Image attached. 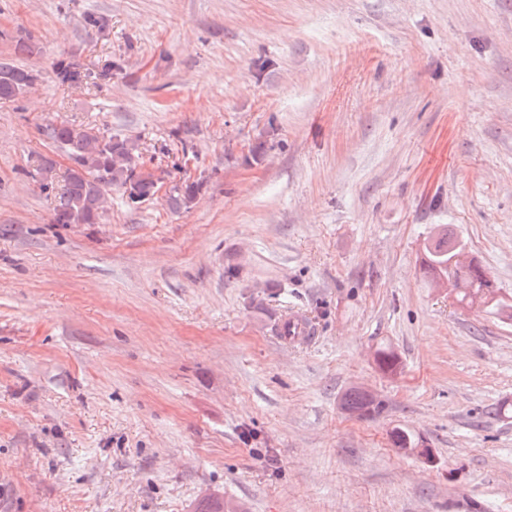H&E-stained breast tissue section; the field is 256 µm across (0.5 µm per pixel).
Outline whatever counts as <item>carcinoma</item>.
Instances as JSON below:
<instances>
[{
  "instance_id": "obj_1",
  "label": "carcinoma",
  "mask_w": 512,
  "mask_h": 512,
  "mask_svg": "<svg viewBox=\"0 0 512 512\" xmlns=\"http://www.w3.org/2000/svg\"><path fill=\"white\" fill-rule=\"evenodd\" d=\"M33 80L29 71L10 62H0V100L20 95ZM50 137L74 162L55 194V223H97L108 206L109 191L114 187L124 189L133 202L156 192L155 180L140 176L138 149L130 140L100 136L64 122L50 127ZM197 192L198 185L194 182L176 184L171 188V199L176 207H185ZM456 245L450 230L442 228L425 246L424 267L432 282L441 275L454 279L458 302L468 303L472 293L491 288V283L481 267H462L452 262V248ZM375 359L385 373H393L401 366L398 353L389 346L379 348ZM341 407L361 418H373L384 411L381 400L360 388L346 391ZM390 440L396 448H417L425 443L421 436L403 427L392 428Z\"/></svg>"
}]
</instances>
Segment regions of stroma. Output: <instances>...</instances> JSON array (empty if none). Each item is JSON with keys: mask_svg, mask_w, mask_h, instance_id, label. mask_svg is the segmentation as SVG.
<instances>
[{"mask_svg": "<svg viewBox=\"0 0 512 512\" xmlns=\"http://www.w3.org/2000/svg\"><path fill=\"white\" fill-rule=\"evenodd\" d=\"M0 61V512H512V321L422 271L446 224L512 297V0H0ZM62 121L158 190L54 223ZM34 80L33 74L10 62H0V100L20 95ZM341 407L361 418H373L384 411L381 400L360 388H350L341 399ZM390 440L394 448H400L399 450L401 452L416 456H420L422 453V448L418 447L426 443L420 435L403 427L392 428L390 431Z\"/></svg>", "mask_w": 512, "mask_h": 512, "instance_id": "obj_1", "label": "stroma"}]
</instances>
